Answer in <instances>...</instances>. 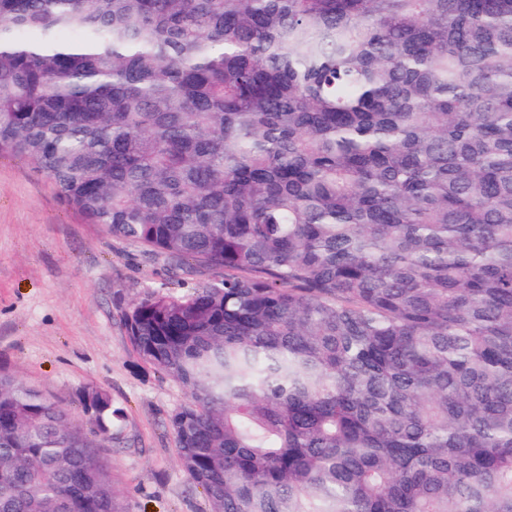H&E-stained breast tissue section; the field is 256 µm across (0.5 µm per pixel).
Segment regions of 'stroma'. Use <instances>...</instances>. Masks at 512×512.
I'll list each match as a JSON object with an SVG mask.
<instances>
[{
	"mask_svg": "<svg viewBox=\"0 0 512 512\" xmlns=\"http://www.w3.org/2000/svg\"><path fill=\"white\" fill-rule=\"evenodd\" d=\"M173 275L85 223L31 162L0 156V372L76 415L84 386L125 407L122 432L103 453L128 512L204 508L168 425L184 395L140 363L121 320L143 288Z\"/></svg>",
	"mask_w": 512,
	"mask_h": 512,
	"instance_id": "stroma-1",
	"label": "stroma"
}]
</instances>
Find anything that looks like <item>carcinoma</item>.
<instances>
[{
  "label": "carcinoma",
  "mask_w": 512,
  "mask_h": 512,
  "mask_svg": "<svg viewBox=\"0 0 512 512\" xmlns=\"http://www.w3.org/2000/svg\"><path fill=\"white\" fill-rule=\"evenodd\" d=\"M207 278L122 314L205 512H512V0H0V155ZM0 373V512H126Z\"/></svg>",
  "instance_id": "1"
}]
</instances>
